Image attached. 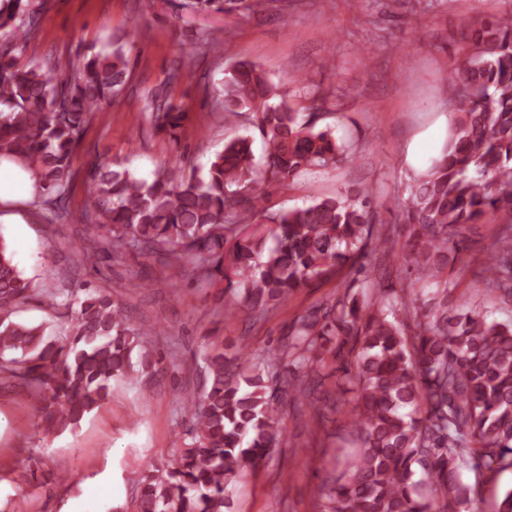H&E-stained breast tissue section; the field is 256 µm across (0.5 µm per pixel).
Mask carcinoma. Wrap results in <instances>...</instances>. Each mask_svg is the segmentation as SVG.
<instances>
[{
    "instance_id": "carcinoma-1",
    "label": "carcinoma",
    "mask_w": 512,
    "mask_h": 512,
    "mask_svg": "<svg viewBox=\"0 0 512 512\" xmlns=\"http://www.w3.org/2000/svg\"><path fill=\"white\" fill-rule=\"evenodd\" d=\"M469 53L450 72L455 116L439 159L417 176L403 203L412 233L402 259L411 282L374 283L367 263L394 241L374 228L372 192L323 198L304 208L271 211L262 185L288 189L313 168L350 157L331 128L320 129L328 96L290 105L288 84L273 82L251 61L234 64L215 95L224 121H245L263 136L264 163L252 136L236 135L205 171L163 168L152 181L105 160L87 169L84 224L93 268L126 251L158 268L130 288L165 283L185 260L227 282L241 308L266 314L329 269L353 268L352 279L313 311L294 320L279 348L254 354L242 344L203 351L204 384L180 398L188 419L176 463L147 470L136 512H224L239 474L286 441L275 424L278 398L319 402L349 393L354 448L330 488V512H462L474 488L461 470L493 480L512 468V323L488 320L475 306H448L465 273L512 300V14L460 20ZM39 14L26 0H0V161L30 173L47 219L69 218L75 159L92 114L129 82L127 49L75 59L48 57L22 65L16 52L37 34ZM155 91L143 112L156 130L175 136L183 114ZM498 217L482 262L463 260V228ZM249 224L270 225L275 245L246 237L224 253ZM458 264L455 277L448 265ZM45 296L65 319L61 332L14 314ZM147 331L132 326L111 295L82 287L39 291L24 278L0 239V382L26 388L48 429H75L110 395L112 382L139 377L152 365ZM281 364L287 387L269 384ZM336 376L334 387L326 377Z\"/></svg>"
}]
</instances>
